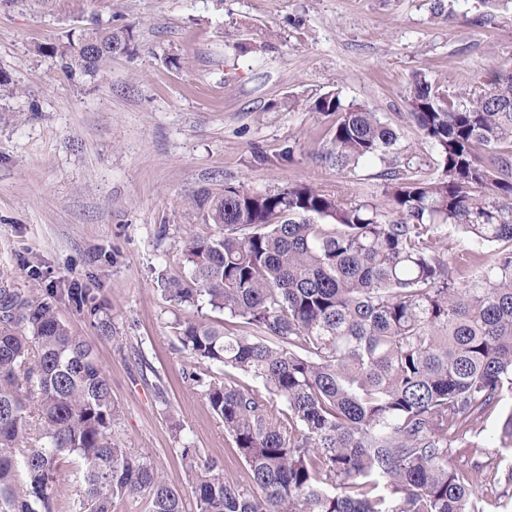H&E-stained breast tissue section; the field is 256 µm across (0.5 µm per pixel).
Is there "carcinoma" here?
<instances>
[{
  "instance_id": "cac0c4a2",
  "label": "carcinoma",
  "mask_w": 512,
  "mask_h": 512,
  "mask_svg": "<svg viewBox=\"0 0 512 512\" xmlns=\"http://www.w3.org/2000/svg\"><path fill=\"white\" fill-rule=\"evenodd\" d=\"M135 42L132 25L95 23L40 52L94 77ZM407 108L442 174L388 172L384 208L309 185L226 183L193 197L218 234L184 239L189 274L161 278L163 291L204 296L245 325L176 322L205 367L190 379L246 467L243 485L214 461L189 466L198 512H479L453 449L470 447L468 426L512 395V69L466 96L418 75ZM309 109L336 115L326 156L338 167L398 141L334 92ZM445 225L471 245L463 272L440 245ZM25 385L39 392L34 408ZM115 416L91 345L52 302L0 288V512H53L71 454L78 512H113L130 496L147 497L149 512H185L180 489L112 442Z\"/></svg>"
}]
</instances>
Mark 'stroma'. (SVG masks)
I'll list each match as a JSON object with an SVG mask.
<instances>
[{"mask_svg": "<svg viewBox=\"0 0 512 512\" xmlns=\"http://www.w3.org/2000/svg\"><path fill=\"white\" fill-rule=\"evenodd\" d=\"M95 20L135 26V49L98 76L68 78L41 48ZM503 66L512 5L500 0H0V71L10 77L0 94V287L49 298L93 344L120 447L180 488L187 448L244 479L173 330L188 317L242 323L160 285L188 273L187 234L216 231L191 196L227 182L258 192L307 184L384 206L387 169L441 174L407 114L415 75L466 93ZM327 92L399 129L385 159L346 169L326 159L336 117L307 104ZM73 288L110 318L111 336L77 309ZM511 410L503 399L467 434L468 463L490 469L475 491L490 500L512 493V450L497 441Z\"/></svg>", "mask_w": 512, "mask_h": 512, "instance_id": "1", "label": "stroma"}]
</instances>
